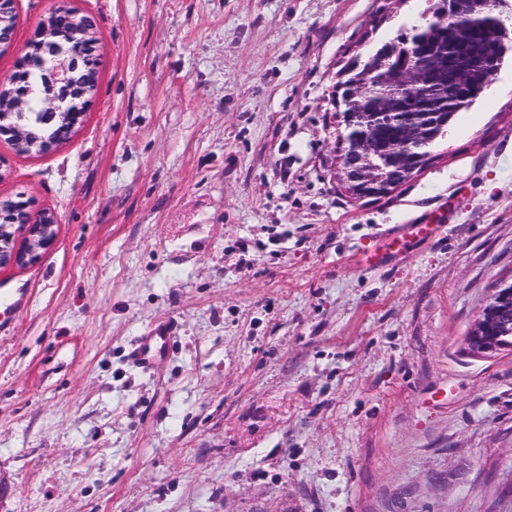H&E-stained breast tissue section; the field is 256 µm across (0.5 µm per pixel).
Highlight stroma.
<instances>
[{"instance_id": "35a3bbf8", "label": "stroma", "mask_w": 512, "mask_h": 512, "mask_svg": "<svg viewBox=\"0 0 512 512\" xmlns=\"http://www.w3.org/2000/svg\"><path fill=\"white\" fill-rule=\"evenodd\" d=\"M62 2L98 88L52 151L0 137V201L58 224L0 268V512H512V350L466 341L512 277V61L428 167L355 200L338 75L429 0H16L0 78ZM442 214L431 216L421 224H404L387 234L386 242L396 247L395 250L388 249L382 254H375L367 266L374 269L386 266V254H398L401 251H407L414 248L418 243L436 238L442 229ZM170 333V329L165 326L163 329L152 333L151 336H144L141 338L137 353L139 355V359H141L143 367H148L151 364V351L158 347L161 349L170 339Z\"/></svg>"}]
</instances>
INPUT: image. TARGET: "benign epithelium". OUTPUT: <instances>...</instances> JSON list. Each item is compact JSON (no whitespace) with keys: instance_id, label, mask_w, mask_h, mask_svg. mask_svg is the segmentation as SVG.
<instances>
[{"instance_id":"1","label":"benign epithelium","mask_w":512,"mask_h":512,"mask_svg":"<svg viewBox=\"0 0 512 512\" xmlns=\"http://www.w3.org/2000/svg\"><path fill=\"white\" fill-rule=\"evenodd\" d=\"M497 46L487 51L478 63V67L494 73L500 71V47L512 38V31L501 20L497 31ZM405 47L401 43L387 54L379 57L376 62L357 63L351 70L341 74V79L348 80V92L336 98L335 104L347 127L359 123L362 130L355 135H346L341 140V161L339 183L344 192L353 199L367 198L376 191L391 193L401 184L412 179L419 166L416 161L430 156L428 146L431 142V131L444 125L445 113L441 111L446 101L428 107L420 113L418 121V136L383 143L380 137L382 120L391 115V104L387 101L380 103L375 112H365L359 99L366 96L373 85L374 74L385 69L389 72L394 86V96H409L424 100L430 96L433 75L440 67L439 61L429 55L422 56L416 65H402ZM52 63L51 68L44 74V81L49 86L66 85L71 81V74L77 70L79 60L59 59ZM73 108L69 113L70 123L64 132L71 133L80 124L85 107L74 104V101L62 99L55 92H50L45 98V108L42 113L47 123L53 122L57 115L67 108ZM20 112L22 104L15 103L11 107L0 108V136H5L17 145L26 139L27 133L21 119L6 120L5 112ZM382 151L389 152L395 160L390 177L380 183L372 174L373 156ZM16 202L0 205V267H27L35 264L42 254L52 246L56 239V218L47 209L30 211L27 201L21 202L27 211L23 222L10 219L9 212L14 210ZM468 345L472 352L478 354L492 353L503 348L512 349V282H501L495 286V293L488 304L482 309L480 317L474 323L468 334Z\"/></svg>"}]
</instances>
